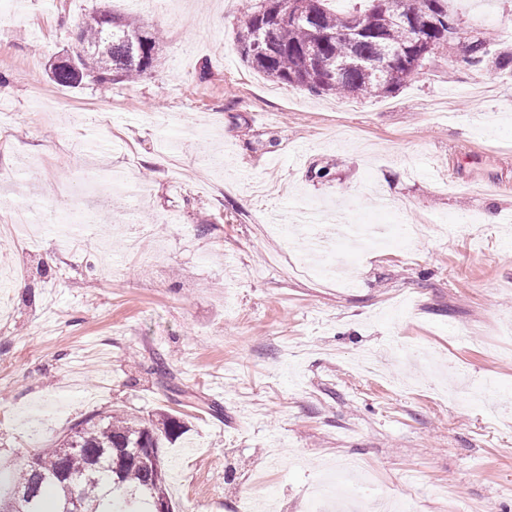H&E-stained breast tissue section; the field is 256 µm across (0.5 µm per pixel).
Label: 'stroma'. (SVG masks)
I'll return each instance as SVG.
<instances>
[{
	"label": "stroma",
	"mask_w": 512,
	"mask_h": 512,
	"mask_svg": "<svg viewBox=\"0 0 512 512\" xmlns=\"http://www.w3.org/2000/svg\"><path fill=\"white\" fill-rule=\"evenodd\" d=\"M257 2L28 0L0 37V195L44 211L102 174L78 246L65 224L0 232V500L85 416L166 410L187 425L165 451L175 512H307L348 458L411 512H512V69L477 74L454 43L391 93L318 97L242 60ZM99 7L161 31L158 65L106 93L52 82ZM448 7L462 38L512 49V0ZM311 200L379 227L380 246L334 243L342 278L305 264ZM409 345L432 361L389 357ZM368 352L378 373L356 369Z\"/></svg>",
	"instance_id": "stroma-1"
}]
</instances>
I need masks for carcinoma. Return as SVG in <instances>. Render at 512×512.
<instances>
[{"label":"carcinoma","instance_id":"obj_1","mask_svg":"<svg viewBox=\"0 0 512 512\" xmlns=\"http://www.w3.org/2000/svg\"><path fill=\"white\" fill-rule=\"evenodd\" d=\"M307 21L290 23L283 18L280 0H261V5L237 19L234 42L242 59L272 81L296 86L311 93L338 97L390 92L407 82L422 68L429 56L448 48V32L456 28L448 14V0H427L425 17L427 42L393 17V10L411 11L417 0H368L367 9L338 13L327 6L329 0H304ZM367 16L374 26L352 40L345 29L352 18ZM81 39L89 55L74 63L51 69L52 79L68 87L89 78L107 87L116 80L134 79L155 66L164 37L143 27L140 16H116L109 9H97L83 19ZM261 34L271 41L273 53L250 55L244 46ZM400 48L394 59L391 79L376 80L360 68L336 73L338 66L352 56L374 60L388 47ZM464 58L475 70L512 67V51L494 50L489 41L465 42ZM186 432L184 422L163 412L148 423L124 414L87 417L71 428L69 437L52 448L33 450L38 468L21 465L15 485L27 489L36 512H62L73 497L82 499L93 512H154L155 503L170 501L164 454L120 472L102 468L89 475L94 457L108 454L117 458L125 450L152 439L164 448ZM67 472L73 479H51Z\"/></svg>","mask_w":512,"mask_h":512}]
</instances>
